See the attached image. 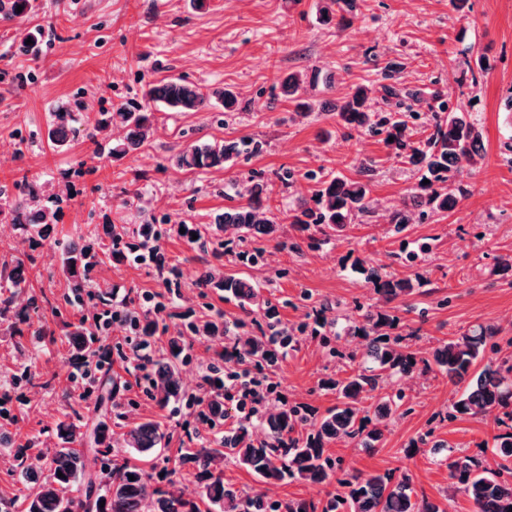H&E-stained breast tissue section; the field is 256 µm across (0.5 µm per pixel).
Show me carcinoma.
Here are the masks:
<instances>
[{
	"instance_id": "obj_1",
	"label": "carcinoma",
	"mask_w": 512,
	"mask_h": 512,
	"mask_svg": "<svg viewBox=\"0 0 512 512\" xmlns=\"http://www.w3.org/2000/svg\"><path fill=\"white\" fill-rule=\"evenodd\" d=\"M355 0H328L322 10V19L332 21L335 14L354 8ZM22 11H17V7ZM30 0H9L8 8L0 17L3 21L27 15ZM305 79L294 74L282 82L281 94L290 99L299 97ZM384 97L406 106L404 112L370 111L372 90L359 85L336 104V116L342 125L358 133L383 137L394 150V156L410 165L429 183H418L417 189L403 197L389 210L388 223L400 233L406 225L429 212L446 213L455 208L457 195L464 194L462 185L452 188L449 181L463 176L467 167L482 156L483 145L472 114L461 106L443 99L439 92V111L428 123L431 132L424 144L411 140L409 124L421 119L405 100L416 96L393 85L382 84ZM219 100L226 112L238 107V96L230 88L205 93L202 88L184 79L151 81L141 89L142 102L123 106L115 112H104L97 122L96 133L114 127L123 135L112 142V154L126 155L146 142L154 124L152 106H163L171 112H199L208 107L211 98ZM72 113L55 112L47 130L48 140L56 147L67 146L76 130L70 126ZM262 143L255 140H226L222 143L196 140L172 156V164L190 173L222 169L243 154L258 153ZM314 182L312 204L303 203L288 213L296 230L306 232L311 227L326 226L342 231L360 215L369 211V183L361 179L341 176L307 175ZM16 193L0 206V221L14 225L16 230L31 240L41 238L48 225L56 220L57 212L42 204L40 187L26 179L14 185ZM240 201L224 208L215 224L208 227L209 236L189 224H140L136 235L129 237L122 227L103 225V234L81 244L62 248L60 273L67 282L69 294L65 303L74 307L92 306L100 310L94 324L103 323L105 330L112 322L128 320L134 334L144 342L157 333V310L147 304L142 312L128 315L112 309L107 292L100 289L98 272L106 264L129 260L140 248L147 250L150 260L161 271L174 272L171 259L163 248L164 239L172 231L185 230L183 237L189 244L215 246L214 253L222 256L224 246L238 240L251 241L255 247L245 251L253 265L265 261L266 249L262 242L296 248L282 240L278 217L266 205L268 189L264 182L251 180L238 192ZM198 235L192 239V235ZM369 288L375 303L358 307L355 317H345V332L362 339L360 354L371 366L363 372L344 379L322 381L327 390L336 391L338 404L326 414L313 416L308 409L297 405L275 406L253 423L239 422L224 431L216 441L199 439L194 448L178 450L182 465L192 464L206 475L201 502L186 500L164 490L148 491L150 474L132 466L112 454V429L105 420H98L93 429V445L100 456V484L89 486L85 496L71 495L74 486L85 479L89 459L81 446L87 434L80 431L70 416L58 423L65 446L53 449L47 458L50 475L47 481L33 488L25 512H202L200 504L215 506L220 512H447L441 504L426 496L412 498L411 479L390 472L359 473L349 479H336L339 489L316 506L297 500H273L262 491L244 493L224 483L221 465L230 459L265 483L272 484L286 478L321 483L332 478L339 466L329 454V445L353 442L372 450L383 440L388 424L400 407V399L377 396L373 408L364 406L370 395L383 389L386 380L394 375H406L418 365L436 368L456 384H465L461 395L452 403L448 417H487L494 415L498 426L504 428L494 448L500 458L496 466L468 454H453L448 450L451 483L444 498L451 499L461 492L474 505V512H509L512 509V337L503 338L500 330L477 326L447 340L422 354L413 351L397 332L400 319L390 312L388 305L410 295L415 284L408 277H398L370 266L365 269ZM29 277L24 263L15 261L0 267V318L10 322L12 336H45L48 327L39 316L40 305L34 296L27 298L19 309L13 308L14 299L26 291ZM203 291L216 288L234 298L242 316L228 319L224 314L205 315L189 322L190 336H231L233 345L224 350V359L248 364L258 370L274 367L285 350L297 341V334L306 326L288 325L278 318L276 308L264 298L250 281L224 266L206 269L196 282ZM261 315L267 331L258 336L235 337V331L248 326L250 319ZM95 335L93 324L85 318L69 324L66 332L73 356L83 359L87 368L110 359L112 349L87 342ZM185 349V335L172 336L167 341L166 353L148 354L143 359L129 358L136 371L145 373L150 396L159 405L185 396L184 386L175 363ZM491 350L498 357L475 372L479 362ZM351 354V358H356ZM205 380L214 383L206 395L196 400L201 422L214 429L224 425L228 417L224 409V386L215 385L210 375ZM164 433L160 424L150 418L135 423L123 441L126 447L142 456L152 455L159 448ZM63 477H58V474ZM135 480H130L129 476ZM105 505H100V502Z\"/></svg>"
}]
</instances>
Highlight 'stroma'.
Instances as JSON below:
<instances>
[{"mask_svg":"<svg viewBox=\"0 0 512 512\" xmlns=\"http://www.w3.org/2000/svg\"><path fill=\"white\" fill-rule=\"evenodd\" d=\"M321 0H35L23 19L0 21V187L12 189L24 178L38 181L44 197L72 191L64 199L56 224L42 245L21 243L0 247V261L23 259L32 295L48 301L43 311L51 330L41 342L16 341L0 326V401L15 415L0 429V497L14 512H23L32 482L16 468L15 457L27 449L30 461L43 465L44 455L59 440L56 424L65 410L63 392L75 394L77 425L98 420L94 406L106 377L125 375L123 354L129 338L118 332L98 334L110 345L112 359L91 374L69 368L65 326L79 316L64 305L67 284L58 272V249L94 235L99 224H144L170 220L177 224H210L230 206L234 183L255 176L272 189L270 205L283 220L289 249H271L268 264L251 268L236 253H225V269L250 279L276 304L282 321L299 323L311 302L330 304L335 313L352 316L357 305L373 296L354 259L405 277L419 276L422 285L397 300L395 313L413 349L429 350L439 340L476 324L512 336V270L500 272L499 258L512 257V167L503 156L512 144V0H356L346 25L319 21ZM38 32L37 45L22 51L27 32ZM491 67L478 83L468 79L479 55ZM396 63L407 90L420 95L415 110L427 111L434 92L463 105L478 120L484 157L464 174L466 189L457 207L434 214L394 233L387 222L389 208L416 188L419 175L399 163L377 137L348 134L334 107L356 85H378L380 71ZM318 72L315 85L303 97L312 103L310 115L298 113L280 94L291 73ZM182 77L204 90L229 87L237 92L239 108L223 116L220 107L199 112L157 110L149 142L115 159L112 134L88 139L101 113L138 100L147 81ZM83 100L78 133L66 150L47 140V125L55 106ZM255 139L261 153L241 157L228 169L186 173L171 158L187 143ZM371 158L377 172L370 181L372 212L358 217L343 232L312 228L304 235L287 225L288 212L309 200L307 171L356 177L361 159ZM297 179L282 186L283 170ZM428 243L430 250L414 266H406V251ZM164 247L180 272V288L164 289L153 264L127 261L103 267L99 281L114 304L152 293L162 294L159 323L175 327L178 314L224 313L240 316L235 301L211 293L200 296L195 282L214 261L208 248L190 246L173 235ZM225 338L190 340L178 369L189 392L199 390L207 363L222 351ZM338 356L326 354L317 339L300 335L268 382L277 396L305 403L318 412L335 406L334 392L320 380L348 377L346 357L358 347L348 336L334 343ZM32 377L17 381L20 365ZM125 398L108 408L112 445L122 449V435L141 417L154 418L178 447L187 436L212 437L198 423L186 402L159 408L148 395V383L129 378ZM403 388L404 405L373 452L351 444H332L329 452L341 461L342 474L406 472L417 493L441 499L449 483L448 451L456 448L478 458H492L498 428L493 417L449 419L448 411L461 388L435 372L414 373L386 384L385 393ZM427 437L428 445L407 454L412 440ZM167 450L144 458L128 452L131 463L152 474L154 483L175 490L182 483L199 488L195 471L168 461Z\"/></svg>","mask_w":512,"mask_h":512,"instance_id":"stroma-1","label":"stroma"}]
</instances>
